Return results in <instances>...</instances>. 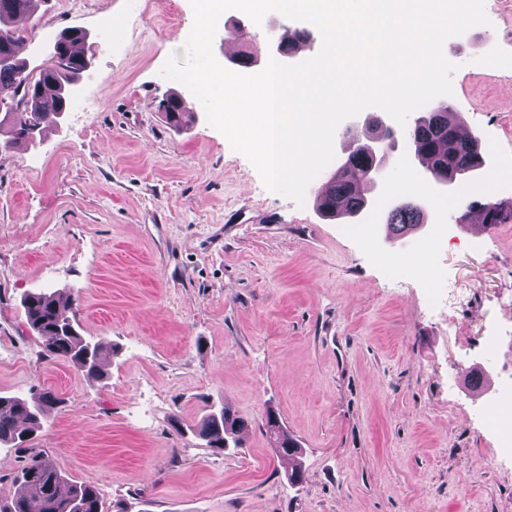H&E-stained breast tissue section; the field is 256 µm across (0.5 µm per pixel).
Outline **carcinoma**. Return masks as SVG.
Listing matches in <instances>:
<instances>
[{
    "instance_id": "obj_1",
    "label": "carcinoma",
    "mask_w": 512,
    "mask_h": 512,
    "mask_svg": "<svg viewBox=\"0 0 512 512\" xmlns=\"http://www.w3.org/2000/svg\"><path fill=\"white\" fill-rule=\"evenodd\" d=\"M29 3L30 0H0V106L7 107L9 113L16 116L22 131L40 132L57 124L56 116L65 103V84L81 74L85 33L71 30L72 36L65 42L62 53L44 63L25 107L18 108L13 94L29 79V72L27 62L16 53L25 35L10 26V21L23 13ZM309 36L310 32L304 28H286L277 37L276 52L286 56L298 41ZM167 102L164 108L167 121L183 125L186 118L183 101L171 96ZM410 141L418 161L439 175L478 165L474 138H458L448 127L439 107L416 120ZM373 163L368 143L347 155L345 171L334 172L328 191L317 196L319 211L338 219L358 212L368 191L365 175ZM471 210L488 226L512 221V211L498 215L488 209L485 202L472 204ZM423 220L424 213L409 194L389 211L386 224L393 231L402 232L419 226ZM75 305V299H64L54 291L28 293L22 299L27 324L41 339L48 355L73 362L88 376L100 379L104 377V352L100 344L79 334L74 318ZM57 403L58 399L50 392L37 400L17 395L0 396V445L21 447L26 442L27 432L40 427ZM244 428L245 422L222 406L207 414L197 435L207 441L208 447L223 450L238 446V436ZM15 481L18 492L6 505L0 504V512H33L34 504L39 506L38 512H103L95 488L72 481L56 465L36 454L28 458Z\"/></svg>"
}]
</instances>
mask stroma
I'll return each instance as SVG.
<instances>
[{
    "mask_svg": "<svg viewBox=\"0 0 512 512\" xmlns=\"http://www.w3.org/2000/svg\"><path fill=\"white\" fill-rule=\"evenodd\" d=\"M489 25L444 44L451 112L491 163L439 196L397 236L388 198L411 175L389 154L370 215L328 220L267 190L183 84L160 71L181 54L190 0H32L15 19L30 67L66 28L87 32L68 109L35 142L0 131V395L59 404L27 449L0 447V500L28 448L95 487L105 512H512V461L494 460L489 402L475 377L512 380V223L456 224L474 197L512 196V0H485ZM292 21L229 10L213 39L252 50L257 69ZM183 94L193 118L161 108ZM77 296L86 339L111 346L107 376L47 357L23 296ZM242 417V445L193 432L211 407ZM275 412L302 449L285 479L266 426Z\"/></svg>",
    "mask_w": 512,
    "mask_h": 512,
    "instance_id": "obj_1",
    "label": "stroma"
}]
</instances>
